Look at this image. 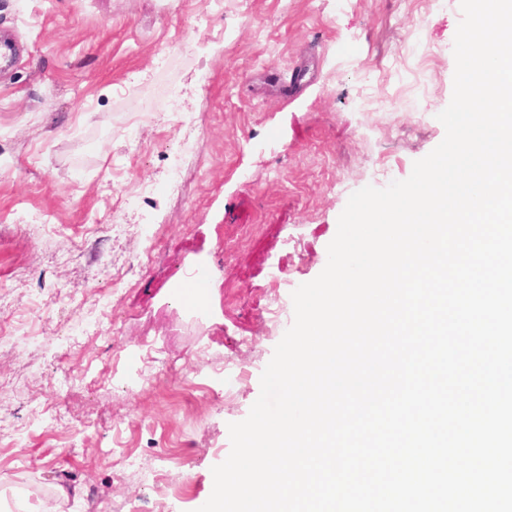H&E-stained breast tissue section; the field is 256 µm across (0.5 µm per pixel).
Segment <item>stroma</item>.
Wrapping results in <instances>:
<instances>
[{"label":"stroma","mask_w":512,"mask_h":512,"mask_svg":"<svg viewBox=\"0 0 512 512\" xmlns=\"http://www.w3.org/2000/svg\"><path fill=\"white\" fill-rule=\"evenodd\" d=\"M461 18L459 0H0L22 48L0 70V331L18 338L0 512L209 499L285 333L271 296L322 272L353 192L443 140ZM116 448L172 463L150 481Z\"/></svg>","instance_id":"1"}]
</instances>
